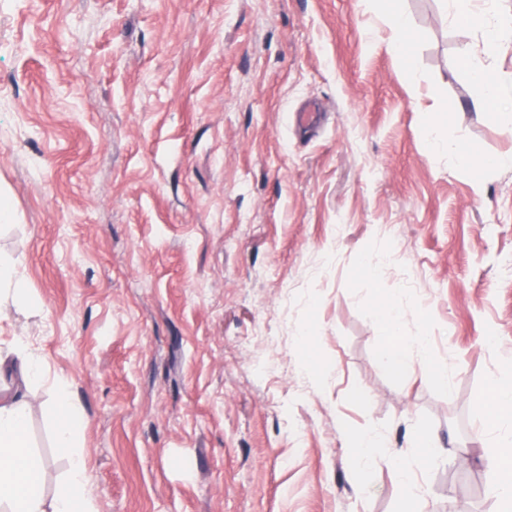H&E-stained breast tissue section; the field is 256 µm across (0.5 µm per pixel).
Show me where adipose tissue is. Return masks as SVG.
I'll use <instances>...</instances> for the list:
<instances>
[{"label": "adipose tissue", "mask_w": 512, "mask_h": 512, "mask_svg": "<svg viewBox=\"0 0 512 512\" xmlns=\"http://www.w3.org/2000/svg\"><path fill=\"white\" fill-rule=\"evenodd\" d=\"M452 21L466 25L482 36L481 52L485 57L499 55L503 44L512 40V13L503 10L501 0H447ZM467 69L479 88L472 110L484 113L497 109L512 114V77L503 76L478 64L471 55H463ZM432 155L448 158L456 168L480 173L491 167H511V157L489 158L460 148L451 142L431 140ZM494 414L489 421L490 446L501 454L500 475L492 487L493 495L506 506H512V388L494 390ZM31 406L20 389L0 387V507L5 512H94L88 489L87 465L78 450L76 437L85 417L66 388H58L46 409L57 448L66 455L69 470L54 497H47L42 473L45 462L34 453L28 441ZM354 455L361 472L384 464L397 474L402 491L401 512H416L423 487L417 480L418 464L441 451L434 434L417 437L406 450L384 443L376 432H365L353 439Z\"/></svg>", "instance_id": "adipose-tissue-1"}]
</instances>
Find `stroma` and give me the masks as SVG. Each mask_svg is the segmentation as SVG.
<instances>
[{"label": "stroma", "mask_w": 512, "mask_h": 512, "mask_svg": "<svg viewBox=\"0 0 512 512\" xmlns=\"http://www.w3.org/2000/svg\"><path fill=\"white\" fill-rule=\"evenodd\" d=\"M479 42L444 0H0V256L23 288L0 351L45 361L47 492L69 468L43 417L63 383L98 512H399L387 466L358 490L348 440L372 429L438 436L426 512H505L481 434L490 382L512 384V167L428 153L433 133L512 155L471 109ZM382 297L433 365L384 363ZM389 20L392 29L389 50L401 61L408 79L413 80L415 73L408 38L409 21L407 17L399 11L392 12L389 15Z\"/></svg>", "instance_id": "1"}]
</instances>
